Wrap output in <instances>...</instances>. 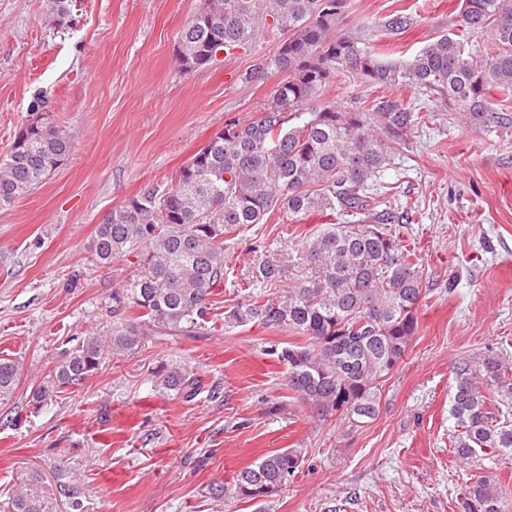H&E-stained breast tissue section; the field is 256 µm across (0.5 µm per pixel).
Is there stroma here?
<instances>
[{"instance_id":"obj_1","label":"stroma","mask_w":512,"mask_h":512,"mask_svg":"<svg viewBox=\"0 0 512 512\" xmlns=\"http://www.w3.org/2000/svg\"><path fill=\"white\" fill-rule=\"evenodd\" d=\"M201 0H71L55 27L45 0H0V156L28 113L46 107L72 142L70 157L32 193L0 208V354L14 358L18 386L0 402V512L25 493L45 512H463L466 483L512 465L486 455L458 462L448 443L452 366L461 358L512 357V122L479 131L448 121L432 95L431 117L382 179L387 205L413 215L400 237L414 250L426 296L418 333L382 388L379 414L352 430L318 419L291 392L266 348L288 330L248 325L225 332V309L270 293L250 251L252 231L226 252L231 269L217 323L200 336H152L110 356L78 387L34 402L62 352L106 332L112 290L137 269L128 253L93 264L102 217L146 189L166 185L226 120L263 108L281 74L244 76L273 55L266 35L183 71L181 28ZM460 0H352L347 31L389 14H415L396 38L404 54L455 28ZM372 88L337 73L320 103L351 107ZM282 213L264 229L284 283L311 267L281 242ZM200 381L193 396L166 390V367ZM282 448L305 451L303 467L267 504L213 495L243 468Z\"/></svg>"}]
</instances>
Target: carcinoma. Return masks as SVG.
I'll return each mask as SVG.
<instances>
[{
  "label": "carcinoma",
  "mask_w": 512,
  "mask_h": 512,
  "mask_svg": "<svg viewBox=\"0 0 512 512\" xmlns=\"http://www.w3.org/2000/svg\"><path fill=\"white\" fill-rule=\"evenodd\" d=\"M69 0H46L50 21L68 15ZM350 0H204L180 32L176 50L186 72L209 66L212 44L224 52L259 33L277 40L275 53L253 65L247 79L263 83L271 72L286 74L270 91L258 116L230 118L177 172L167 186L149 189L113 209L98 224L89 249L92 260L110 266L137 251L132 278L112 289V327L107 337L89 335L65 351L38 402L67 386H79L106 352L138 348L150 332L197 336L223 293L228 267L224 253L240 231L265 223L279 209L286 223L312 214L342 212L352 221L329 224L315 237L297 234L290 243L306 253L315 271L268 295H248L224 312V330L257 324L288 329L305 343L272 347L284 366L288 388L317 416L331 414L361 428L379 413L383 383L403 360L418 330L417 310L425 297L414 253L389 225L412 219L407 212L376 209L385 185L382 173L409 144L425 114L388 95L359 108L327 103L307 108L338 70L364 77L383 89L406 86L436 93L452 104L448 122L474 129L507 119L512 105L490 100L496 90L512 93V0H461L457 29L409 58L372 38L366 27L335 32ZM396 11L378 27L396 36L414 24ZM483 41L472 50L470 38ZM71 140L50 113H30L9 152L0 158V206L28 195L67 159ZM251 252L261 259L268 284L280 282L281 266L265 259L262 236ZM139 310L142 322L124 315ZM449 447L462 461L483 453L512 462V363L500 355L453 366ZM19 366L0 358V400L10 399ZM199 380L174 366L164 386L190 397ZM303 450L288 448L244 468L232 486L212 488L251 501L273 496L298 473ZM465 512H508L496 474L474 481L464 493ZM9 512H44L24 493Z\"/></svg>",
  "instance_id": "1"
}]
</instances>
